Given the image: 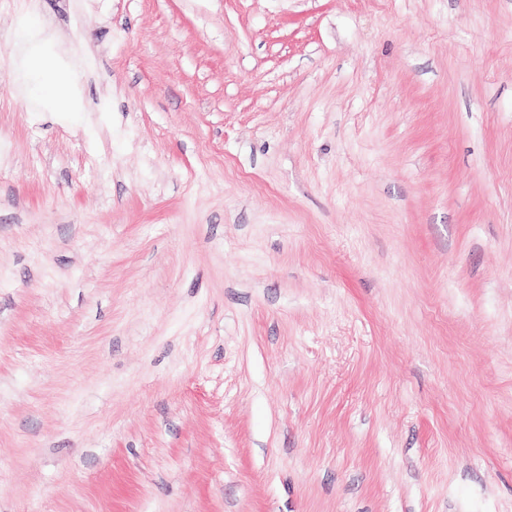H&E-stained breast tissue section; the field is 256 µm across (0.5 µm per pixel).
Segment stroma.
<instances>
[{
	"label": "stroma",
	"mask_w": 512,
	"mask_h": 512,
	"mask_svg": "<svg viewBox=\"0 0 512 512\" xmlns=\"http://www.w3.org/2000/svg\"><path fill=\"white\" fill-rule=\"evenodd\" d=\"M0 146V512H512V0H0ZM32 68L44 76L52 85V96L57 105L68 110L71 107V90L68 81L54 72V66L48 58H37L31 63Z\"/></svg>",
	"instance_id": "stroma-1"
}]
</instances>
